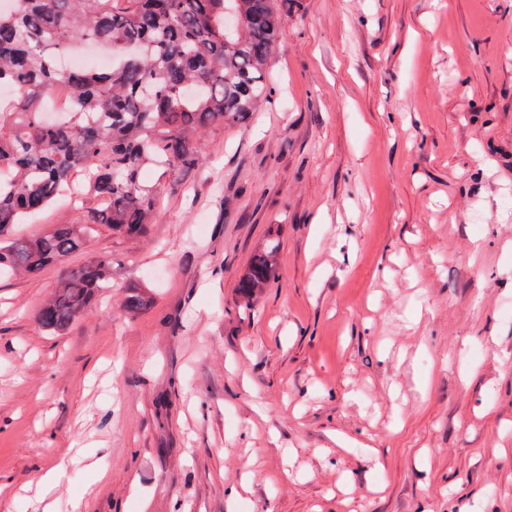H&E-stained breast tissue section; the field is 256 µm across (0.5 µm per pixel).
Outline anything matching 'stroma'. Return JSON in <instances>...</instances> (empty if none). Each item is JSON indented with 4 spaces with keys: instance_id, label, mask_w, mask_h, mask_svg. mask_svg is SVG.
I'll list each match as a JSON object with an SVG mask.
<instances>
[{
    "instance_id": "1",
    "label": "stroma",
    "mask_w": 512,
    "mask_h": 512,
    "mask_svg": "<svg viewBox=\"0 0 512 512\" xmlns=\"http://www.w3.org/2000/svg\"><path fill=\"white\" fill-rule=\"evenodd\" d=\"M148 232L0 277V512H512V0H288ZM63 200L22 237L95 208ZM280 243L253 299L238 282ZM112 280L61 336L65 268ZM146 310H124L131 287Z\"/></svg>"
}]
</instances>
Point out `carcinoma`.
Masks as SVG:
<instances>
[{
    "instance_id": "carcinoma-1",
    "label": "carcinoma",
    "mask_w": 512,
    "mask_h": 512,
    "mask_svg": "<svg viewBox=\"0 0 512 512\" xmlns=\"http://www.w3.org/2000/svg\"><path fill=\"white\" fill-rule=\"evenodd\" d=\"M282 27L280 0H11L0 9V272L36 274L84 247L91 225L141 235L157 192L146 188L147 163L173 172L201 162L198 135L248 120L268 98L269 62ZM107 44L119 56L105 71H61L74 44ZM73 91L61 124L42 120V98L60 83ZM87 177L100 208L37 238L13 235L23 218L65 196ZM279 246L271 241L238 283L256 295L274 278ZM112 255L67 269L38 310L36 324L62 335L109 287ZM148 297L132 290L124 307Z\"/></svg>"
}]
</instances>
